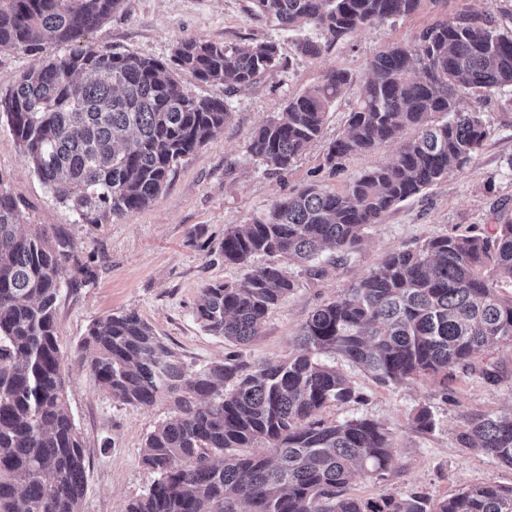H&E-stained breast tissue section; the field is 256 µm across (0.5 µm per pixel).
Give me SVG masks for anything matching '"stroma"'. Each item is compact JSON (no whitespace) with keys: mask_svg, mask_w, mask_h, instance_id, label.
I'll return each mask as SVG.
<instances>
[{"mask_svg":"<svg viewBox=\"0 0 512 512\" xmlns=\"http://www.w3.org/2000/svg\"><path fill=\"white\" fill-rule=\"evenodd\" d=\"M251 0H123L112 18L96 29L92 42L102 51L167 59L176 39L202 37L219 43L252 46L278 43L284 65L247 88L203 84L184 72L179 80L189 94L224 99L232 113L222 132L179 167L166 188L145 210L108 224H77L34 174L0 122V180L20 201L22 223L68 228L75 251L87 266V285L61 288L56 317L59 344L66 355L65 392L84 448L86 490L82 512H125L157 475L142 462L147 434L172 414L169 399L149 407L123 404L106 393L90 369L80 344L93 322L111 314L137 312L186 364L223 361L238 350L245 367L288 358L301 325L316 308L336 300L381 256L416 247L441 234H466L512 216V88L477 98L461 94L460 105L482 112L489 136L473 163L452 171L424 193L400 203L375 225L348 260L327 264L322 279L299 276V286L268 313L259 334L231 347L201 327L195 307L202 288L234 283L242 267L224 263L218 247L227 228L247 224L273 201L309 184L343 189L359 171L389 162L395 144L349 157L340 171L325 163L329 143L340 136L348 114L369 76L374 54L390 43L411 40L439 19L464 12L491 13L498 26L512 30V0H422L416 13L380 26L356 30L325 42L316 58L296 55L298 32L281 28L251 9ZM45 45L27 56L0 49V95L10 93L23 71L62 55ZM350 82L331 108L321 138L288 169L278 173L253 157L248 145L254 130L289 98L310 90L333 70ZM498 367L489 384L477 369ZM360 402L332 403L317 418L326 423L373 419L393 435L397 469L384 479L353 477L347 492L367 499L421 492L438 501L461 488L492 482L512 486V468L460 445L465 416L512 410V348L495 345L457 367L447 385L433 378L397 385L376 383L361 369L338 361ZM435 418L431 432L413 430L410 420L421 406Z\"/></svg>","mask_w":512,"mask_h":512,"instance_id":"stroma-1","label":"stroma"}]
</instances>
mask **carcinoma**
Wrapping results in <instances>:
<instances>
[{
  "instance_id": "obj_1",
  "label": "carcinoma",
  "mask_w": 512,
  "mask_h": 512,
  "mask_svg": "<svg viewBox=\"0 0 512 512\" xmlns=\"http://www.w3.org/2000/svg\"><path fill=\"white\" fill-rule=\"evenodd\" d=\"M122 0H0V49L68 52L24 72L0 98V115L38 179L75 216L104 224L141 212L169 176L224 130L220 98L195 97L181 71L201 83L248 87L280 66L279 47L242 48L190 37L170 62L103 52L89 35ZM284 29L311 28L336 40L415 13L421 0H252ZM322 42H296L316 58ZM348 72L335 70L288 99L253 133L249 151L286 172L319 139ZM512 88V31L489 13L438 20L376 53L332 166L395 142L396 158L363 170L340 191L310 185L274 201L249 224L224 232L220 256L247 269L236 283L202 288L195 308L206 331L232 344L258 335L265 317L298 287L290 266L323 275L324 253L342 258L409 198L472 163L488 128L460 108L459 93ZM414 131L410 138L403 137ZM258 256L273 261L254 267ZM85 273L69 232L25 226L0 177V512H81L84 451L64 392L55 304ZM512 220L478 235H441L384 253L336 300L317 308L295 351L242 372L235 355L193 367L136 312L96 321L82 341L103 390L135 407L160 398L173 415L156 426L142 461L158 478L125 512H512V487L488 483L449 499H361L357 473L383 478L396 466L392 435L369 418L313 419L332 402L359 399L323 356L338 355L381 385L413 379L447 386L454 368L493 345H512ZM417 431L434 420L424 405ZM462 445L512 467V412L467 418ZM266 445V451L253 447Z\"/></svg>"
}]
</instances>
